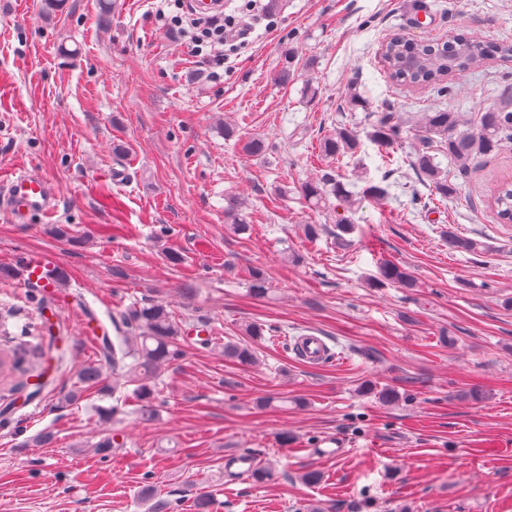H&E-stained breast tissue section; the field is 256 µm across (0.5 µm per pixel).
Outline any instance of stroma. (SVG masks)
Listing matches in <instances>:
<instances>
[{"label": "stroma", "instance_id": "35a3bbf8", "mask_svg": "<svg viewBox=\"0 0 512 512\" xmlns=\"http://www.w3.org/2000/svg\"><path fill=\"white\" fill-rule=\"evenodd\" d=\"M262 2L277 26L257 28L227 74L165 30L167 0H118L106 22L97 0H65L48 20L41 0H0V182L22 170L59 196L53 216L25 224L0 211V268L12 272L0 281V327L19 360L17 391L0 389V512H147V486L168 512H197L202 495L208 512H512V224L487 203L512 175V144L463 174L437 154L458 185L443 199L411 165L413 134L389 156L363 141L339 171L389 193L361 202L346 246L336 205L312 207L296 191L320 176L315 154L334 127L365 133L375 112L468 120L499 99L512 62L481 61L441 96L393 87L380 49L397 32L458 29L512 43V0ZM353 84L370 111L350 109ZM228 123L266 153L240 152ZM232 198L253 217L247 233L224 222ZM305 224L321 226L316 241ZM447 227L488 252L449 253ZM44 249L61 254L63 283L21 287V257ZM384 259L409 268L416 288L371 287ZM254 267L271 281L267 297L248 292ZM150 302L185 333L145 416L113 392L111 369L96 383L78 372L101 358L83 325L134 335L122 314ZM251 322L273 334L243 367L221 344L244 340ZM201 325L219 345L202 344ZM306 334L324 338L329 362L295 353ZM367 381L400 401L363 394ZM471 389L482 400L465 398ZM47 432L52 443L40 444ZM245 452L274 464L276 480L229 478L228 459ZM308 470L319 484L301 481Z\"/></svg>", "mask_w": 512, "mask_h": 512}]
</instances>
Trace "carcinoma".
I'll use <instances>...</instances> for the list:
<instances>
[{
	"label": "carcinoma",
	"mask_w": 512,
	"mask_h": 512,
	"mask_svg": "<svg viewBox=\"0 0 512 512\" xmlns=\"http://www.w3.org/2000/svg\"><path fill=\"white\" fill-rule=\"evenodd\" d=\"M512 61V43L478 40L463 31H456L448 40L438 43L436 39H421L409 46L395 38L388 39L381 47V59L390 82L395 86L430 87L438 93H453L449 80L462 76L477 63L486 59ZM405 131V122L398 112H381L371 123L366 136L381 148L391 149ZM415 135L423 144L413 160L415 169L429 182L432 192L443 199L457 194L453 183L429 154V145L438 144V150L453 159L460 170L466 171L476 159L497 154L504 144L512 142V90L507 101L483 105L477 112L476 124L470 126L460 113L448 110L425 112L414 126ZM361 142L357 131L346 126L325 137L319 145L322 156L340 160L354 155ZM300 195L312 206L319 208L334 197L348 209H357V194L349 189L339 174L327 173L320 178L307 180L299 186ZM490 208L503 224L512 223V177L500 180L490 197ZM243 203L232 199L224 208V222L237 233L249 230L250 224ZM448 248L452 251L471 254L481 253L485 244L476 239L447 232ZM395 285L413 288L416 279L406 267L390 260L380 262L378 275L372 286L381 288ZM248 289L252 296L264 298L268 295V279L261 269L248 271ZM123 322L140 329V335L130 338L118 336L112 340L101 339L103 361L112 366V391L132 385V396L149 403L154 397L155 379L181 354L179 338L183 329L174 320L172 313L158 303L133 304L122 315ZM268 328L259 323L245 326L248 342L224 343V357L241 366L256 363L253 344L265 339ZM251 480L258 484L275 479V469L270 464H256L247 470Z\"/></svg>",
	"instance_id": "carcinoma-1"
}]
</instances>
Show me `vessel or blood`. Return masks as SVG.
<instances>
[{
	"label": "vessel or blood",
	"instance_id": "vessel-or-blood-1",
	"mask_svg": "<svg viewBox=\"0 0 512 512\" xmlns=\"http://www.w3.org/2000/svg\"><path fill=\"white\" fill-rule=\"evenodd\" d=\"M0 209L17 223L23 224L32 216L48 217L57 211V197L49 183L31 174H15L6 182ZM62 266L60 255L53 250L32 252L22 257L19 271L25 282L53 285L58 281Z\"/></svg>",
	"mask_w": 512,
	"mask_h": 512
}]
</instances>
